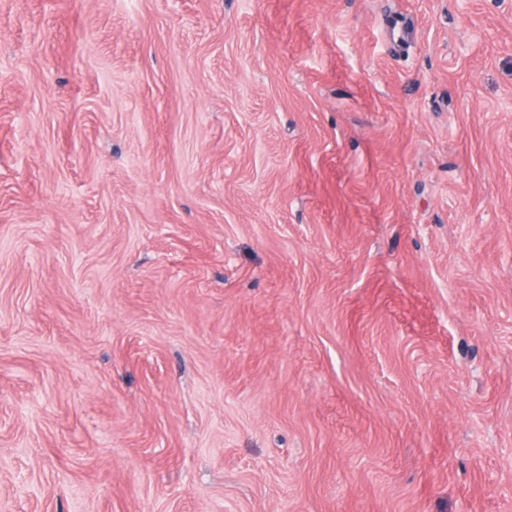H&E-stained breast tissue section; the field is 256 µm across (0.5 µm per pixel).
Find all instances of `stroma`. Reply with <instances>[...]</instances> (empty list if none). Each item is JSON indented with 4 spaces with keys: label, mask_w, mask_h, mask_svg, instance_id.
<instances>
[{
    "label": "stroma",
    "mask_w": 512,
    "mask_h": 512,
    "mask_svg": "<svg viewBox=\"0 0 512 512\" xmlns=\"http://www.w3.org/2000/svg\"><path fill=\"white\" fill-rule=\"evenodd\" d=\"M0 512H512V0H0Z\"/></svg>",
    "instance_id": "1"
}]
</instances>
